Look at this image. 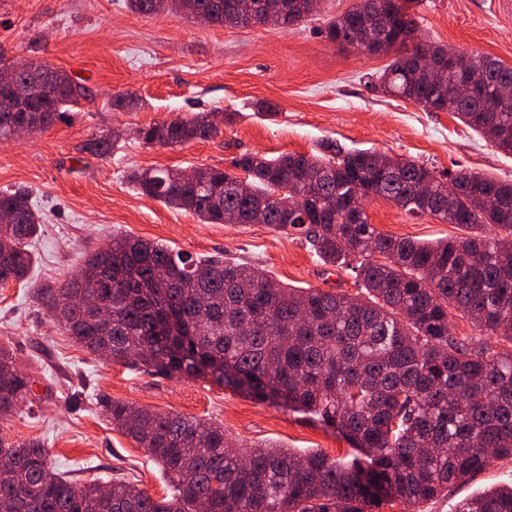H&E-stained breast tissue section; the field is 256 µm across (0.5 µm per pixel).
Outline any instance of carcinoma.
I'll return each instance as SVG.
<instances>
[{
	"instance_id": "obj_1",
	"label": "carcinoma",
	"mask_w": 512,
	"mask_h": 512,
	"mask_svg": "<svg viewBox=\"0 0 512 512\" xmlns=\"http://www.w3.org/2000/svg\"><path fill=\"white\" fill-rule=\"evenodd\" d=\"M281 26L310 15L308 0H194L204 22L226 27ZM143 15L191 17L187 0H128ZM327 38L367 54H393L377 80L386 92L432 112H450L495 148L512 154V66L473 53L448 71L472 87L448 97L432 67H448L449 50L410 52L415 18L405 0H354L329 21ZM46 71L47 94H19L30 73ZM84 88L39 60L16 73L0 98V142L22 119L50 128ZM210 113L153 122L137 130L146 145L181 146L218 132ZM112 131L83 150L105 157ZM137 194L188 211L206 224H265L305 239L326 265L349 269L357 295L290 288L256 267L192 256L161 242L118 235L108 249L84 255L80 271L44 297L61 330L90 354L157 377L209 378L335 427L364 462L271 443L239 449L208 420L103 398L112 424L145 448L169 494L153 498L115 479L102 489L53 471L38 441L0 437V512H372L397 501L404 512L465 483L497 458L512 457V182L460 169L443 180L413 159L402 167L376 151L347 150L333 140L311 155L275 158L252 152L231 168L200 167L196 179L171 168L134 170ZM384 198L412 217L432 216L470 231L465 238L420 243L382 234L366 203ZM0 286L26 281L29 239L40 216L23 188L0 192ZM110 311L107 325L89 309ZM470 322L458 336L453 319ZM31 378L0 345V417L31 401ZM455 512H512V484L462 500Z\"/></svg>"
}]
</instances>
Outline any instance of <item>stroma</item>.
Returning <instances> with one entry per match:
<instances>
[{
    "instance_id": "1",
    "label": "stroma",
    "mask_w": 512,
    "mask_h": 512,
    "mask_svg": "<svg viewBox=\"0 0 512 512\" xmlns=\"http://www.w3.org/2000/svg\"><path fill=\"white\" fill-rule=\"evenodd\" d=\"M352 3L322 0L310 21L283 29L144 16L126 0H0V57L45 61L86 89L50 130L0 142V191L29 188L45 216L30 246L29 281L0 288V343L35 382L31 403L0 419V436L40 441L57 472L77 481L124 477L156 498L167 492L160 469L103 418L100 398L204 418L248 446L352 457V445L309 414L206 379L161 378L95 358L61 331L41 300L43 291L72 278L89 248L124 233L262 268L293 288L357 293L351 272L320 263L306 242L263 224H205L138 195L126 180L133 169L227 168L246 151L311 154L329 139L347 149L413 158L440 174L470 168L512 181V155L453 114L368 85L367 74L382 70L389 56L326 36L328 20ZM409 10L426 43L512 66V0H411ZM126 92L138 107L113 110V95ZM267 103L273 113L264 111ZM195 112L229 113L233 122L183 146L152 147L135 136L138 127ZM112 129L124 136L111 157L84 152L88 139ZM366 212L378 231L398 238L430 242L467 234L433 217L407 216L383 198L371 199ZM510 483L512 459H498L421 512H455L462 499Z\"/></svg>"
}]
</instances>
